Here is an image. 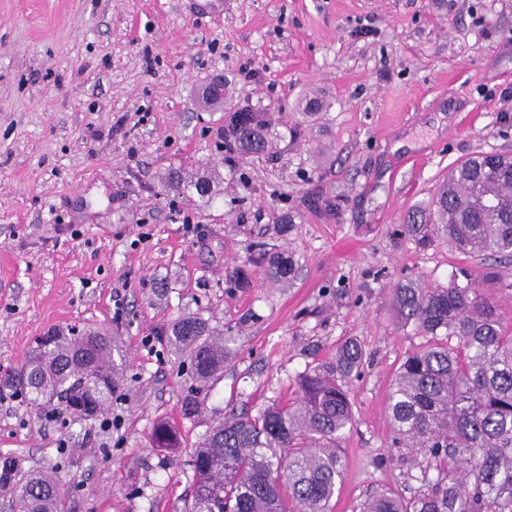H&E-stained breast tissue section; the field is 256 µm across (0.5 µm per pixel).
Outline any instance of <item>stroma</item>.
<instances>
[{
    "instance_id": "obj_1",
    "label": "stroma",
    "mask_w": 512,
    "mask_h": 512,
    "mask_svg": "<svg viewBox=\"0 0 512 512\" xmlns=\"http://www.w3.org/2000/svg\"><path fill=\"white\" fill-rule=\"evenodd\" d=\"M216 76L220 112L202 100ZM508 96L512 0H0V379L53 329L106 327L123 351L93 419L0 388V459L56 477L61 512H183L203 434L293 398L353 338L364 360L333 512L381 486L413 492L387 396L421 339L388 296L480 268L402 227L455 161L512 153ZM245 106L268 113L269 147L231 161L224 115ZM300 112L320 119L296 136ZM174 175L218 176L219 193L204 204L169 190ZM263 246L294 273L230 287ZM180 317L235 338L190 419L189 362L163 342ZM160 422L180 447L152 446Z\"/></svg>"
}]
</instances>
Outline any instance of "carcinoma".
Returning <instances> with one entry per match:
<instances>
[{"label":"carcinoma","mask_w":512,"mask_h":512,"mask_svg":"<svg viewBox=\"0 0 512 512\" xmlns=\"http://www.w3.org/2000/svg\"><path fill=\"white\" fill-rule=\"evenodd\" d=\"M203 102L218 109L224 81L210 83ZM270 122L259 112H233L224 142L241 154L268 145ZM205 204L216 195L215 180L172 183ZM432 224L461 254L476 261L512 259V155L480 153L453 165L431 197L412 209L406 232L419 243L431 239ZM263 274L282 279L292 263L270 251L259 253ZM512 288L496 267L461 283L400 284L392 290L397 325L413 327L425 343L409 351L388 396L392 443L399 460L419 468L420 486L409 497L390 489L368 495L360 512H512V316L505 315L484 283ZM168 347L189 359L195 393L183 414L195 416L197 393L224 368V338L194 317L166 331ZM116 337L104 327L81 334L52 330L5 385L40 409L59 400L74 418L104 410L119 390L113 353ZM354 339L343 341L336 361L298 378L296 398L273 402L252 414L232 412L195 446L193 492L186 512H331L344 473L340 443L353 425L346 381L363 364ZM158 448H174L175 427L161 422L151 432ZM18 512H58L55 478L31 473L14 485Z\"/></svg>","instance_id":"cac0c4a2"}]
</instances>
